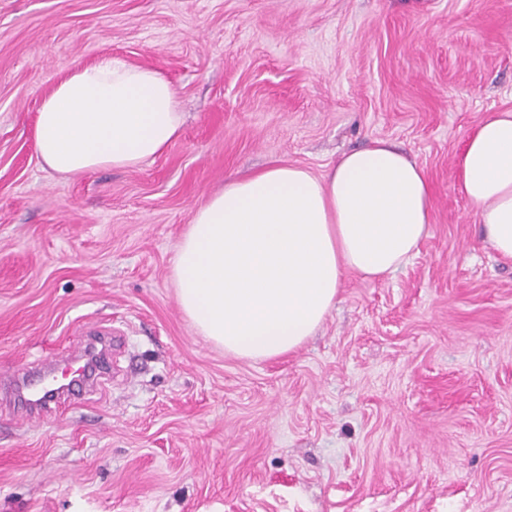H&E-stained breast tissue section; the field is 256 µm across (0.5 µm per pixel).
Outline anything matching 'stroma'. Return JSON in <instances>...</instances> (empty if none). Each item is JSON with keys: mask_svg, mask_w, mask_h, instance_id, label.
Returning <instances> with one entry per match:
<instances>
[{"mask_svg": "<svg viewBox=\"0 0 512 512\" xmlns=\"http://www.w3.org/2000/svg\"><path fill=\"white\" fill-rule=\"evenodd\" d=\"M104 56L162 70L183 131L139 168L60 176L38 109ZM507 110L512 0H0V373L120 338L103 392L34 422L0 392V512H512V260L456 189ZM376 138L432 184L418 254L346 276L292 353L200 336L172 278L194 212Z\"/></svg>", "mask_w": 512, "mask_h": 512, "instance_id": "stroma-1", "label": "stroma"}]
</instances>
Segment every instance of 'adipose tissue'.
Here are the masks:
<instances>
[{
	"mask_svg": "<svg viewBox=\"0 0 512 512\" xmlns=\"http://www.w3.org/2000/svg\"><path fill=\"white\" fill-rule=\"evenodd\" d=\"M183 123L165 73L105 56L44 97L35 149L65 175L133 169L163 154ZM457 184L488 245L512 259V111L490 114L468 137ZM430 216L424 168L385 139L321 176L272 164L227 181L195 211L173 266L179 305L229 354L285 355L322 324L345 274L383 279L407 264Z\"/></svg>",
	"mask_w": 512,
	"mask_h": 512,
	"instance_id": "ef3b65f1",
	"label": "adipose tissue"
}]
</instances>
